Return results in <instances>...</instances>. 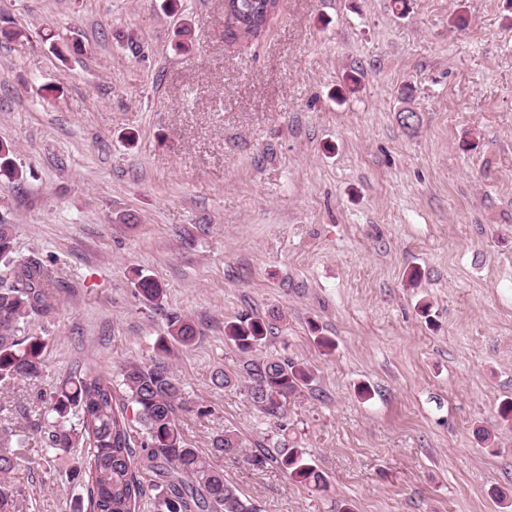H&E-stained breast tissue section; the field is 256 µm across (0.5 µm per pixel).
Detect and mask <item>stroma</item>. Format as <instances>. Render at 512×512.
<instances>
[{
	"label": "stroma",
	"mask_w": 512,
	"mask_h": 512,
	"mask_svg": "<svg viewBox=\"0 0 512 512\" xmlns=\"http://www.w3.org/2000/svg\"><path fill=\"white\" fill-rule=\"evenodd\" d=\"M162 3L0 0L25 31L0 36V142L26 173L0 180V219L59 278L26 326L45 369L0 389V429L77 369L149 359L178 310L198 330L169 360L183 433L207 451L238 431L245 455L211 463L261 512H512V6L280 0L261 39L232 42L224 0ZM273 308L266 352L315 378L279 420L213 382L238 360L225 322ZM26 440L17 512L87 505L85 449ZM285 440L326 490L247 463ZM138 294L149 303H158L164 297L163 286L150 275H146L142 270H134V276L131 281Z\"/></svg>",
	"instance_id": "obj_1"
}]
</instances>
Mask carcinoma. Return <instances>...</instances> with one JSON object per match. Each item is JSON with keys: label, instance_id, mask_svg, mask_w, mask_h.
Returning a JSON list of instances; mask_svg holds the SVG:
<instances>
[{"label": "carcinoma", "instance_id": "obj_1", "mask_svg": "<svg viewBox=\"0 0 512 512\" xmlns=\"http://www.w3.org/2000/svg\"><path fill=\"white\" fill-rule=\"evenodd\" d=\"M276 0H224V37L255 40L269 22L268 5ZM0 178L20 181L24 171L14 159L13 148L0 142ZM138 294L149 303L164 297L163 286L134 270ZM56 288L48 264L37 254L23 260L15 257L14 226L0 221V384L38 378L45 367V340L21 335L30 316H47L54 309ZM283 321L277 311L263 317L242 314L224 324L227 345L240 355V363L216 376L226 387L246 381L252 405L263 416L279 419L288 400L312 386L314 378L303 363L274 354L255 356L264 347L275 323ZM197 329L188 316L174 311L167 318L164 335L154 343L155 355L148 362L128 361L120 371L121 390L112 378L95 371L79 370L61 383L46 403L43 423L34 431L47 435L55 452L87 449L84 466L75 469L86 486L90 512H140L150 476L155 491L149 512H259L258 506L214 469L208 454L186 442L178 412L184 408L181 385L167 358L179 346L191 345ZM25 439L5 429L0 448V512H15L18 492L11 475L21 467ZM243 442L226 430L212 443L223 455L243 452ZM254 467H275L290 480L317 491L327 488L326 475L302 448L282 443L273 450L250 454Z\"/></svg>", "mask_w": 512, "mask_h": 512}]
</instances>
